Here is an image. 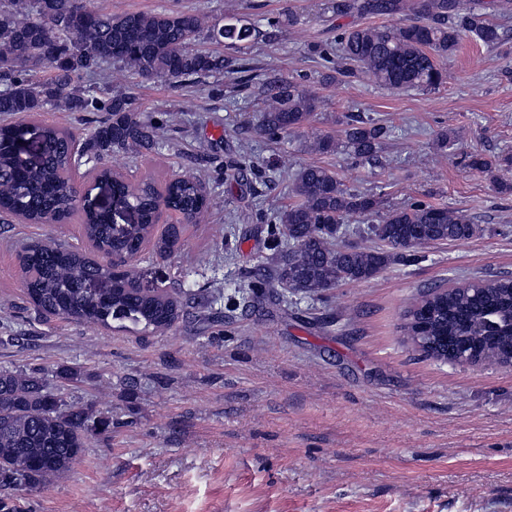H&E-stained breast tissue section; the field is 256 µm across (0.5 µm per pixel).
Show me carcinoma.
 Returning a JSON list of instances; mask_svg holds the SVG:
<instances>
[{
  "label": "carcinoma",
  "instance_id": "carcinoma-1",
  "mask_svg": "<svg viewBox=\"0 0 512 512\" xmlns=\"http://www.w3.org/2000/svg\"><path fill=\"white\" fill-rule=\"evenodd\" d=\"M338 16L403 14L398 27H358L336 36L343 77H369L391 89H434L447 78L440 61L468 33L487 48L498 46V26L462 0H331ZM256 28L222 26L194 11L103 13L91 0H7L0 6V115L17 118L0 124V223L68 224L78 216L91 248L87 252L58 243L31 241L19 255L24 288L38 315L74 319L91 325L163 330L179 317L181 303L144 288L131 267L114 272V260L133 261L153 232L163 210L186 219L201 217L212 198L200 180L182 176L158 184L149 178L139 192H125V177L107 166L115 151L147 157L164 148L157 131L163 115L141 109L127 93L111 94L85 80L107 65L135 77L169 83L219 78L232 60L219 50H201L204 40L245 42ZM69 112L95 116L94 126L78 139L53 124L37 126L34 159L21 157V124L57 103ZM316 97L300 83L272 79L256 129L264 135L291 133L308 124ZM384 127L352 117L345 147L357 159L372 160L382 149ZM105 182L113 210L134 207L136 224L112 223V210L93 198L78 199L73 174ZM295 201L271 225L276 263L264 265L248 284L259 297L278 286L292 294L314 296L338 284L368 279L389 262H409L412 248L430 242L464 241L479 232L473 217L444 205L415 203L385 213L371 233L385 245L366 249L339 241L353 215L373 213L379 201L351 190L336 171L305 165L292 176ZM169 230L154 243V254L168 257L178 244ZM98 281L103 288H88ZM409 312L405 330L412 336H448V357L467 344L488 349L512 340V277L481 279L450 289H432ZM112 430V418L68 405L34 373L0 372V489L32 491L72 469L84 453L88 432Z\"/></svg>",
  "mask_w": 512,
  "mask_h": 512
}]
</instances>
